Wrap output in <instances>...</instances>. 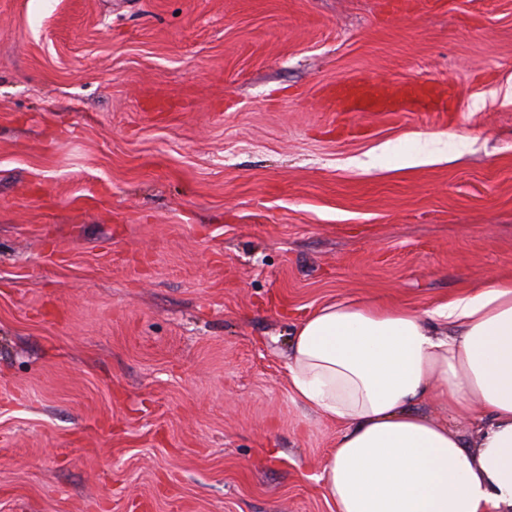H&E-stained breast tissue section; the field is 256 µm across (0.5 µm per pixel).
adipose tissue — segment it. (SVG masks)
Here are the masks:
<instances>
[{
  "instance_id": "obj_1",
  "label": "adipose tissue",
  "mask_w": 512,
  "mask_h": 512,
  "mask_svg": "<svg viewBox=\"0 0 512 512\" xmlns=\"http://www.w3.org/2000/svg\"><path fill=\"white\" fill-rule=\"evenodd\" d=\"M286 376L340 427L321 477L336 512H512V281L424 312L325 305L294 325Z\"/></svg>"
}]
</instances>
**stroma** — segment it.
<instances>
[{
  "label": "stroma",
  "mask_w": 512,
  "mask_h": 512,
  "mask_svg": "<svg viewBox=\"0 0 512 512\" xmlns=\"http://www.w3.org/2000/svg\"><path fill=\"white\" fill-rule=\"evenodd\" d=\"M490 278L512 0H0V512H335L294 324ZM420 86L412 83H373L363 79L336 84L331 95L351 104L359 112H375L411 104Z\"/></svg>",
  "instance_id": "35a3bbf8"
}]
</instances>
